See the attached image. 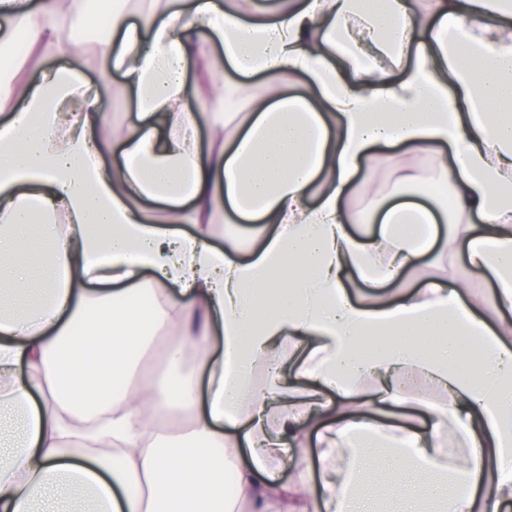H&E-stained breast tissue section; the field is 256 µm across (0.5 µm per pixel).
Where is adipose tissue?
Returning <instances> with one entry per match:
<instances>
[{"instance_id":"obj_1","label":"adipose tissue","mask_w":512,"mask_h":512,"mask_svg":"<svg viewBox=\"0 0 512 512\" xmlns=\"http://www.w3.org/2000/svg\"><path fill=\"white\" fill-rule=\"evenodd\" d=\"M89 20L84 0H0L27 63L55 62L0 90V288L21 304L0 311V512H73L85 491L82 512H374L358 474L381 457L422 479L398 512H512V0H144L87 55ZM192 63L231 77L241 121L220 96L190 111ZM90 68L120 72L135 120L115 122ZM443 146L447 234L412 235L436 216L408 169L380 228L354 232L369 166ZM228 216L276 230L247 254L233 235L215 247ZM423 254L439 276L409 288ZM147 291L163 299L148 313ZM155 323L179 332L159 380L141 368ZM302 377L335 400L309 403ZM411 388L443 396L430 434L376 421ZM175 406L194 417L177 441ZM316 422L334 448L315 476L288 446ZM455 438L472 454L452 463Z\"/></svg>"}]
</instances>
